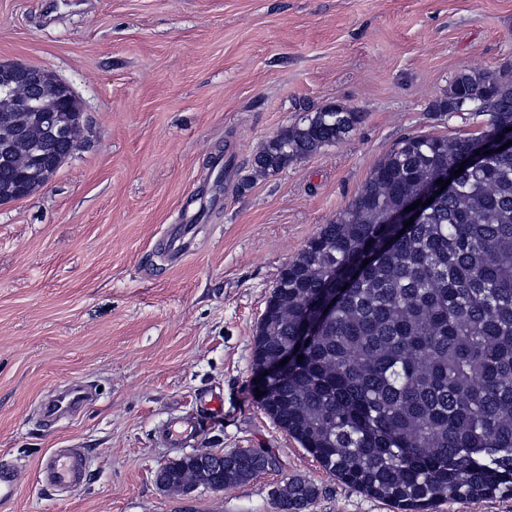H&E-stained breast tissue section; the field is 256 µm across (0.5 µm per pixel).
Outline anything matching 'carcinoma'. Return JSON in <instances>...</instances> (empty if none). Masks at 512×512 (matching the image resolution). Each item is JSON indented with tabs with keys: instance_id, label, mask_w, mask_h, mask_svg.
I'll list each match as a JSON object with an SVG mask.
<instances>
[{
	"instance_id": "carcinoma-1",
	"label": "carcinoma",
	"mask_w": 512,
	"mask_h": 512,
	"mask_svg": "<svg viewBox=\"0 0 512 512\" xmlns=\"http://www.w3.org/2000/svg\"><path fill=\"white\" fill-rule=\"evenodd\" d=\"M473 100L488 116L480 136L399 142L283 268L256 330L254 371L289 357L261 400L265 413L343 483L398 512L512 496V152L499 143L512 128V75L462 70L433 111L468 112ZM359 122L340 105L310 112L265 144L256 171H278ZM476 149L484 162L464 168L416 222L389 223ZM23 153L0 151L1 191L23 172L14 163ZM333 281L330 313L299 335ZM214 459L226 486L275 465L261 449ZM163 480L177 493L205 483L191 458ZM317 495L293 479L275 508L306 512Z\"/></svg>"
}]
</instances>
